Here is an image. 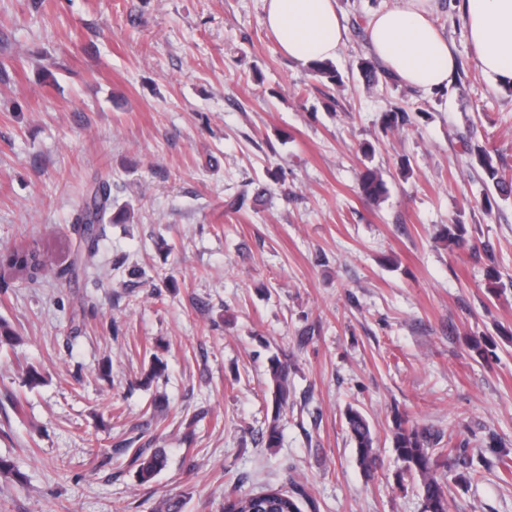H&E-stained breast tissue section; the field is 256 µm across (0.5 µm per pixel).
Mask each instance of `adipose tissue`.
<instances>
[{"instance_id":"1","label":"adipose tissue","mask_w":512,"mask_h":512,"mask_svg":"<svg viewBox=\"0 0 512 512\" xmlns=\"http://www.w3.org/2000/svg\"><path fill=\"white\" fill-rule=\"evenodd\" d=\"M435 0H396L376 11L366 30L376 60L414 90L445 89L457 68L432 22ZM464 34L490 78L512 82V0H461ZM263 22L280 51L302 64L336 58L346 29L336 0H265Z\"/></svg>"}]
</instances>
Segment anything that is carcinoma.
<instances>
[{
    "label": "carcinoma",
    "instance_id": "obj_1",
    "mask_svg": "<svg viewBox=\"0 0 512 512\" xmlns=\"http://www.w3.org/2000/svg\"><path fill=\"white\" fill-rule=\"evenodd\" d=\"M313 77L331 84L343 83V76L330 61L315 62L309 67ZM358 70L367 87L373 88L394 81V77L376 61L363 60ZM409 122L408 111L403 107H392L381 116L382 128L386 131L398 129ZM467 152L486 175L488 182L503 197L512 195V175L501 170L491 154L479 145H466ZM359 192L372 201H379L388 193L387 183L377 170L365 168L359 181ZM111 207L110 187L107 182L99 184L83 204L76 222L88 231L86 241L89 254H94L97 235L91 233L93 227L105 223ZM442 233L448 244L460 247L466 243L465 225L456 221L443 227ZM47 267V256L40 249L19 245L0 250V272L26 277H35ZM288 359L272 357L267 365V375L272 386L273 415L262 430V440L266 447L277 448L281 442L280 415L288 407L290 396ZM346 425L355 444L357 463L366 475H371L378 466V454L373 427L367 416L359 409L348 407ZM392 448L395 459L400 463V474L417 479L416 491L420 498L422 512H450L448 477L440 471L441 457H454L457 467L454 482L468 484L474 478L466 449L444 448L440 446L442 434L420 425L405 413H395L391 429ZM133 462L138 464L141 483H149L165 467L166 455L160 450L146 453L137 448L133 452ZM302 492L290 494L281 489H271L253 496H227L224 499V512H301Z\"/></svg>",
    "mask_w": 512,
    "mask_h": 512
}]
</instances>
